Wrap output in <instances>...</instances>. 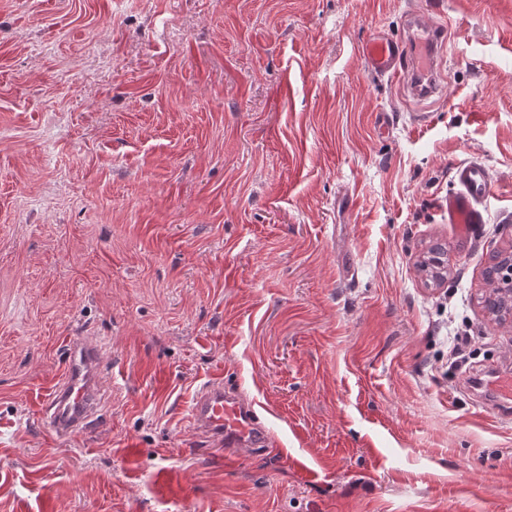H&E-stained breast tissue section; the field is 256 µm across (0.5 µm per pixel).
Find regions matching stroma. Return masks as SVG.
Returning a JSON list of instances; mask_svg holds the SVG:
<instances>
[{
    "instance_id": "35a3bbf8",
    "label": "stroma",
    "mask_w": 512,
    "mask_h": 512,
    "mask_svg": "<svg viewBox=\"0 0 512 512\" xmlns=\"http://www.w3.org/2000/svg\"><path fill=\"white\" fill-rule=\"evenodd\" d=\"M419 2L452 22L425 100L360 55L410 0H0V512H512V418L469 386L512 377L481 303L512 251V0ZM469 160L494 187L465 231ZM76 336L106 404L61 440L39 405ZM219 378L269 451L196 435ZM453 177L460 189L449 194L446 200L449 223L481 224L483 216L479 207L492 192V180L486 167L478 162L460 164L454 168Z\"/></svg>"
}]
</instances>
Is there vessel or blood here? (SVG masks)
Here are the masks:
<instances>
[{
  "instance_id": "b4317fda",
  "label": "vessel or blood",
  "mask_w": 512,
  "mask_h": 512,
  "mask_svg": "<svg viewBox=\"0 0 512 512\" xmlns=\"http://www.w3.org/2000/svg\"><path fill=\"white\" fill-rule=\"evenodd\" d=\"M407 29L409 35L403 39L374 33L363 44L361 57L368 70L380 77L412 72V94L426 99L440 90L436 79L438 58L447 44L448 27L413 13L408 17ZM454 179L459 189L446 201L449 223H482L480 206L492 191L486 167L478 162L458 165ZM100 366L97 345L82 338L68 343L64 375L41 405V421L55 437L66 439L93 430L100 405L94 378ZM256 417L253 403L226 389L223 381L215 380L196 392L190 421L195 430L212 441L255 449L263 447L267 438Z\"/></svg>"
}]
</instances>
